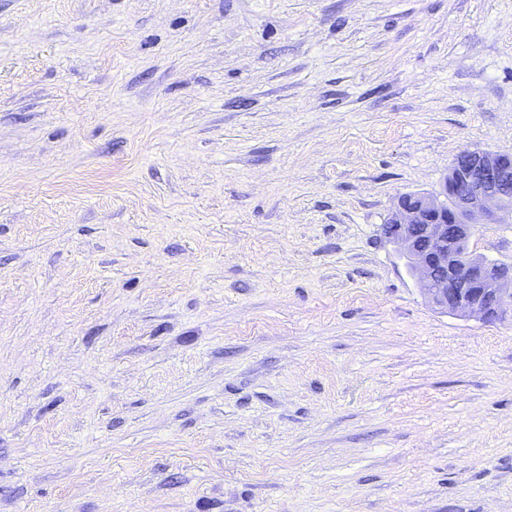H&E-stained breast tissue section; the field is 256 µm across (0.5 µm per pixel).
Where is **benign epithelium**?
<instances>
[{"instance_id": "benign-epithelium-1", "label": "benign epithelium", "mask_w": 512, "mask_h": 512, "mask_svg": "<svg viewBox=\"0 0 512 512\" xmlns=\"http://www.w3.org/2000/svg\"><path fill=\"white\" fill-rule=\"evenodd\" d=\"M400 196L384 237L437 309L484 323L512 321V263L469 249L480 224L512 222V152L465 150L439 191Z\"/></svg>"}]
</instances>
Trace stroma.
Segmentation results:
<instances>
[{"mask_svg": "<svg viewBox=\"0 0 512 512\" xmlns=\"http://www.w3.org/2000/svg\"><path fill=\"white\" fill-rule=\"evenodd\" d=\"M467 149L512 0H0V512H512V323L380 236Z\"/></svg>", "mask_w": 512, "mask_h": 512, "instance_id": "35a3bbf8", "label": "stroma"}]
</instances>
